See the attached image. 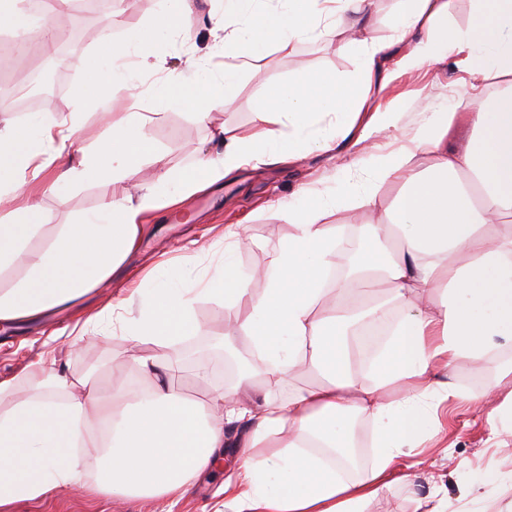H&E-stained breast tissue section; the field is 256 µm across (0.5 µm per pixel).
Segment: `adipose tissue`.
Instances as JSON below:
<instances>
[{
  "label": "adipose tissue",
  "mask_w": 512,
  "mask_h": 512,
  "mask_svg": "<svg viewBox=\"0 0 512 512\" xmlns=\"http://www.w3.org/2000/svg\"><path fill=\"white\" fill-rule=\"evenodd\" d=\"M172 9L152 29H131L107 40L100 52L110 68L104 80L81 86L80 111L69 119L43 115L34 123L0 124V275L24 269V277L0 290V327L33 322L66 309L109 282L136 249L142 217L158 208L155 180L57 229L43 225L30 191L45 169L56 172L42 192L55 193L74 181L121 183L140 171L143 160L160 164L137 112L134 93L143 71L166 68L164 33L191 27L192 0H171ZM391 39L372 36L371 0H225L208 12L212 34L221 35L231 63L221 80L186 82L169 77L156 95L199 117L219 109L237 89L240 74L268 48L292 55L298 40L330 36L338 16L357 29L354 78L320 69L298 71L269 87L245 135L212 130L216 154H200L191 168L173 174L182 189L196 192L246 165H270L293 156L297 147L329 152L343 141L362 142L396 125L399 113L382 109L378 93L390 80L380 68L393 46L409 45L404 69L441 65L456 52L467 54L479 83L497 82L498 93L481 103L465 101L436 108L392 155L373 163L357 158L361 186L342 182L339 198L289 206L295 232L273 250L263 281L241 271L232 255L204 290L191 288L193 265L177 281L156 280L118 303L130 316L128 337L145 351L132 359L146 388H122L101 407L95 385L70 379L56 368L31 369L23 398L16 383L0 381V506L41 496L56 488L88 486L104 495L179 496L214 464L224 447L225 423L241 425L235 480L224 487L228 512H364L366 504L395 482L401 457L413 455L424 438L425 404L436 390L446 397L486 408L484 389L456 390L437 383L462 358L478 360L497 336L512 337V0H470L467 27L451 22L455 0H399ZM19 34L24 46L53 43L48 20L29 21L0 5V31ZM128 91V111L116 112L117 91ZM109 115L94 148L71 158L68 148L84 130L85 106ZM330 129H320L325 117ZM286 130L275 133L271 122ZM468 131L465 148L454 133ZM432 162L419 167V155ZM399 189L384 218L360 225L356 234L371 244L359 268L390 284L404 315L376 360V379L364 385L346 367L348 324L380 320L387 303L363 310L347 306L360 278L336 279L335 295L323 288L333 268L334 245L344 227L323 223L326 211L373 210L381 189ZM224 301L235 332L250 337L279 384L287 369L308 363L319 383L296 388L288 398L265 396L255 403L251 377L202 404L174 385L181 368L176 345L199 328L194 305L201 294ZM404 383V396L388 402L389 385ZM374 426V461L358 478L344 476L336 459L311 454V443L340 450L352 444L354 418ZM259 448L268 457L256 456Z\"/></svg>",
  "instance_id": "ef3b65f1"
}]
</instances>
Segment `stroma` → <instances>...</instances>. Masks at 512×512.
<instances>
[{"label": "stroma", "mask_w": 512, "mask_h": 512, "mask_svg": "<svg viewBox=\"0 0 512 512\" xmlns=\"http://www.w3.org/2000/svg\"><path fill=\"white\" fill-rule=\"evenodd\" d=\"M167 7V0H117L113 11L78 19L76 33L54 48L66 88L49 104V112L63 119L74 111V91L83 81L86 63L107 68V60L98 54L104 40L121 37L134 27L150 25ZM348 28V22H340L331 38L299 42L290 56L275 50L268 52L256 69L243 74L233 98L205 119L157 97L151 89L156 76L146 74L138 109L149 118L146 129L156 150L164 155L169 168H189L200 152L209 150L214 127L222 125L240 135L250 133L254 112L269 86L288 80L303 68L349 74L355 58L342 48L349 39ZM408 50V45H399L383 64L392 79L381 100L401 113L398 127L373 133L357 145L342 143L331 153L313 151L286 163L259 169L242 167L187 197L180 206L154 213L148 232L127 259L123 272L89 294L80 307L50 314L32 325L0 331V378L23 375L39 361L53 360L72 378H92L102 401H109L122 380L137 378L129 366L134 345L127 339L122 323L116 320L97 322L77 345H70L67 336L76 322L125 297L129 284L141 280L161 260L166 261V272L170 275L177 273L184 259L190 257L198 278L207 280L215 276L225 250H231L224 238L228 225L242 222L247 227L248 245L233 250L240 269L249 273L267 268L272 247L292 231L286 208L300 204L299 189L333 191L338 168L352 158L368 160L393 149L420 123L426 103H454L475 91L490 98L497 91L493 85L474 86L469 73L452 63L405 72L399 60ZM167 51L168 69L185 79L200 74L215 78L224 72V49L200 22H193L189 32L170 35ZM124 191V185L106 181L72 183L59 194L39 196L38 202L46 224L57 226L73 223ZM194 310L201 325L195 342L212 345L225 332L224 309L219 299L200 296ZM230 346L238 355L255 359L249 370L255 397L270 391L284 398L293 388L317 381L316 375L301 365L286 382L268 388L266 366L255 358L250 339L237 335ZM509 363L512 340L498 337L483 361L459 360L449 380L463 390L495 387L493 400L498 403L505 392L496 388V377ZM233 455V449H226L223 458L201 472L175 503L167 498L99 495L76 487L16 501L1 507L0 512H219L224 504V482L233 473ZM418 459L413 483L394 485L383 497L368 504L366 512H416L418 498L435 490L447 500V512H503L512 502V446L496 447L484 416L464 404L453 403L440 413L438 426L426 431Z\"/></svg>", "instance_id": "stroma-1"}]
</instances>
